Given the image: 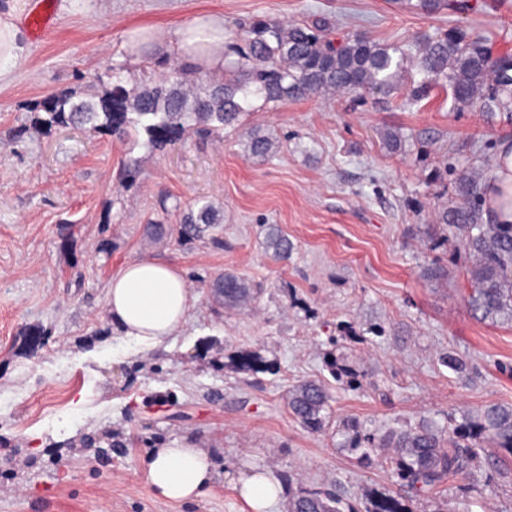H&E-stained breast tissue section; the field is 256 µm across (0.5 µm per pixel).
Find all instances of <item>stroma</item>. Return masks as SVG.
Returning a JSON list of instances; mask_svg holds the SVG:
<instances>
[{
    "label": "stroma",
    "instance_id": "stroma-1",
    "mask_svg": "<svg viewBox=\"0 0 512 512\" xmlns=\"http://www.w3.org/2000/svg\"><path fill=\"white\" fill-rule=\"evenodd\" d=\"M43 41L0 83V512H250L249 472L291 492L335 494L341 512L380 497L409 512H512V477L449 479L416 494L377 457L344 448V422L361 437L422 420L455 428L489 403L512 405V320L471 310L473 260L434 218L462 177L486 174L512 139V117L457 110L435 91L405 106V91L316 94L266 105L222 137L193 134L159 153L136 147L140 187L116 180L124 145L108 135L33 125L38 104L63 90L100 92L112 63L144 88L178 65L174 30L211 14L233 41L257 16L325 18L333 37L361 32L405 43L438 28L483 34L512 50V0H465L427 16L394 0H57ZM404 138L400 151L382 140ZM272 134L273 161L246 149ZM179 207L206 199L224 210V244L150 241L144 217L159 192ZM294 244L266 254V227ZM171 263L189 283L185 323L165 345L125 337L107 315L109 283L125 264ZM447 275L429 278L431 266ZM261 284L248 310L225 311L209 283L225 269ZM260 372L234 368L239 355ZM461 358L455 371L443 355ZM323 380L333 418L318 431L288 412V390ZM208 449L210 492L173 503L149 484L156 448Z\"/></svg>",
    "mask_w": 512,
    "mask_h": 512
}]
</instances>
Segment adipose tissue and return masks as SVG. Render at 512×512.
<instances>
[{"label":"adipose tissue","mask_w":512,"mask_h":512,"mask_svg":"<svg viewBox=\"0 0 512 512\" xmlns=\"http://www.w3.org/2000/svg\"><path fill=\"white\" fill-rule=\"evenodd\" d=\"M174 51L216 74L224 72V29L216 20H200L178 29ZM495 178L484 202L494 220L512 224V141L499 144ZM184 277L171 265L154 260L126 264L107 292V312L125 336L150 345L164 343L184 321L191 304ZM147 479L156 493L171 502L202 496L214 480V463L205 448H158L146 463ZM240 492L251 512H272L281 487L265 473L243 477Z\"/></svg>","instance_id":"ef3b65f1"}]
</instances>
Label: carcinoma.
I'll return each mask as SVG.
<instances>
[{
	"instance_id": "obj_1",
	"label": "carcinoma",
	"mask_w": 512,
	"mask_h": 512,
	"mask_svg": "<svg viewBox=\"0 0 512 512\" xmlns=\"http://www.w3.org/2000/svg\"><path fill=\"white\" fill-rule=\"evenodd\" d=\"M407 10L437 15L450 9V0H396ZM322 21L285 25L277 20L252 19L236 40L237 59L229 62L224 77L210 78L192 93L184 89L189 65L161 74L149 87L128 89L122 84L121 66L111 69L114 81L102 94L86 97L61 91L40 105L34 125L42 130L81 129L110 134L135 147L140 144L162 151L193 130L205 139L239 124L258 98L268 104L302 99L326 91L387 94L401 86L410 89L409 104L427 97L434 88L446 90L456 109L477 107L483 112H512V64L496 56L481 35L458 29L422 34L405 44L381 43L364 33L334 42ZM420 79H415V76ZM145 140H140V135ZM247 149L255 157L272 160L277 146L272 137L250 132ZM119 177L126 189L138 185L135 160L122 163ZM479 182L466 179L458 188V201L444 210L437 223L465 236L464 246L474 257L473 288L467 301L485 318L512 317V224H486L476 202ZM223 211L211 202L195 203L180 213L179 223L147 219L145 231L153 241L209 239L222 243ZM265 250L275 261L285 262L293 243L276 224L268 225ZM227 310L247 306L257 288L243 275L226 271L210 285ZM288 410L310 428L331 418L330 395L316 380L300 381L288 391ZM473 426L492 447L512 454V406H484ZM373 448L392 449L388 459L396 474L418 491L433 492L447 480L465 475L477 480L480 460L488 449L461 445L455 433L433 422L392 429ZM338 498L317 487H302L291 499L289 512H341ZM367 512H407L391 497L374 501Z\"/></svg>"
}]
</instances>
